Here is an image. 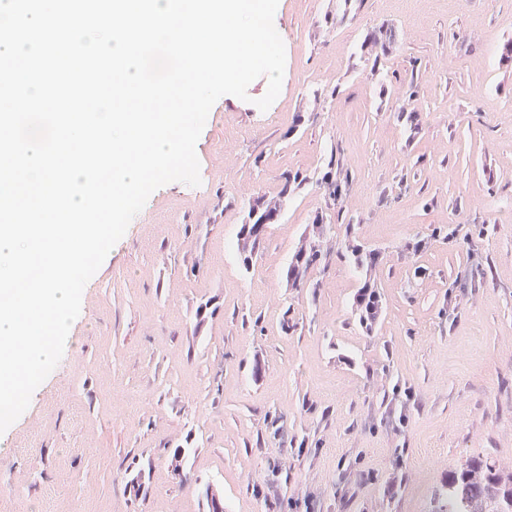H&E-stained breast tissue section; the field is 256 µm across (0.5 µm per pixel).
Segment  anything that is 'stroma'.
Listing matches in <instances>:
<instances>
[{
  "mask_svg": "<svg viewBox=\"0 0 512 512\" xmlns=\"http://www.w3.org/2000/svg\"><path fill=\"white\" fill-rule=\"evenodd\" d=\"M335 11L279 0L277 99L256 106L263 77L221 97L200 185L155 190L87 283L60 362L0 434V512H208L209 486L224 512H423L468 457L512 466V0ZM383 23L384 102L359 61ZM332 151L353 177L335 204L317 183ZM290 170L310 181L243 269L241 207ZM337 210L291 287L307 225ZM349 233L380 253L373 271L342 257ZM367 281L385 304L369 334ZM358 298L354 314L360 327L369 333L381 320L384 305L380 301L379 293L374 288H360Z\"/></svg>",
  "mask_w": 512,
  "mask_h": 512,
  "instance_id": "obj_1",
  "label": "stroma"
}]
</instances>
